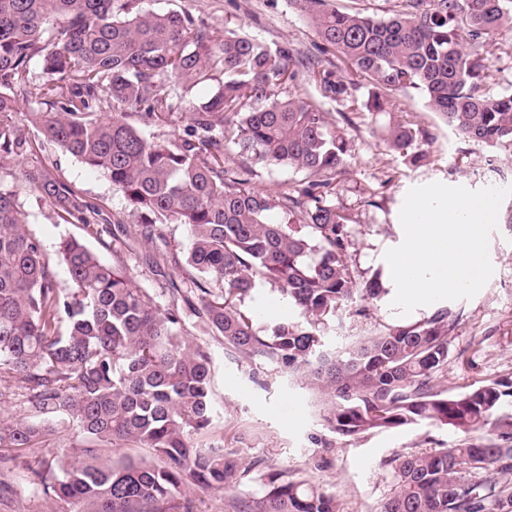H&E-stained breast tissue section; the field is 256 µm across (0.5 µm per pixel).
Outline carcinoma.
<instances>
[{
	"label": "carcinoma",
	"instance_id": "cac0c4a2",
	"mask_svg": "<svg viewBox=\"0 0 512 512\" xmlns=\"http://www.w3.org/2000/svg\"><path fill=\"white\" fill-rule=\"evenodd\" d=\"M295 2L318 37L312 51L273 52L227 26L221 37L191 14L136 12L134 0H0V397L19 389L26 405V416L0 424V461L75 424L77 446L30 468L59 512H194V493L248 477L224 437L193 442L213 425L212 360L189 339L193 318L226 349L303 373L330 404L323 420L339 436L423 422L465 434L451 448L391 457L381 512H512V375L462 390L448 381L462 311L441 307L337 350L326 345L339 309L385 289L349 269V217L332 201L349 152L339 121L350 117L287 91L303 79L352 112L390 113L413 89L462 138L511 148L512 94L490 93L482 71L493 35L512 31V0H393L387 18L333 0ZM34 62L44 81L32 126L106 174L136 217L106 225L112 241L150 242L161 224L186 225L184 259H150L166 305L76 237L58 246L71 283L60 287L20 190L41 194L68 224L97 225L104 206L29 162L34 141L15 115ZM219 74L183 131L142 134L139 125L171 127L186 111L166 84ZM363 81L370 89L360 101L353 91ZM421 134L393 119L388 142L405 154ZM266 165L302 172L303 182L264 194L251 176ZM275 209L283 221L270 220ZM262 282L278 286L302 320L261 333L245 301ZM125 445L151 449L157 462L103 452ZM258 480L243 512H337L336 498L308 479Z\"/></svg>",
	"mask_w": 512,
	"mask_h": 512
}]
</instances>
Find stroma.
<instances>
[{
  "label": "stroma",
  "instance_id": "stroma-1",
  "mask_svg": "<svg viewBox=\"0 0 512 512\" xmlns=\"http://www.w3.org/2000/svg\"><path fill=\"white\" fill-rule=\"evenodd\" d=\"M139 5L157 12H187L212 28L230 27L274 49L307 50L317 40L295 0H139ZM493 41L484 61V83L490 92L510 93L512 32L501 31ZM397 103L399 119L430 134L429 141L418 146L420 158L390 149L384 132L386 116L356 112L351 124L343 128L349 145L348 165L336 186L334 201L350 217L346 262L359 281L380 278L388 293L377 302L356 299L337 312L325 331L327 342L336 347L347 337L371 335L431 312L423 306L406 318L391 306L395 285L384 254L404 239L399 214L410 188L441 182L477 190L512 183V149L462 139L429 112L417 91L399 96ZM35 147L36 161L48 166L75 192L102 203L113 218L134 223L125 200L104 174L88 169L53 143L39 140ZM20 202L30 230L43 241L49 257H56L62 238L84 237L105 262L121 255L133 283L156 293L163 279L152 274L149 255L158 249L179 251L187 243L186 227L172 223L159 226L153 245L135 241L114 247L88 234L83 225L60 222L40 194L23 192ZM489 256L495 268L489 282L472 299L453 303L464 317L450 346L448 378L459 387L512 372V196L500 206ZM246 305L257 314L263 329L299 317L277 287L267 283L257 284ZM193 338L213 359L212 432L223 435L225 451L257 463L258 473L286 471L316 482L335 496L339 512H379L392 492L386 462L393 454L450 448L463 438L461 432L433 423L341 437L323 421L327 405L306 377L242 358L213 337L197 332ZM72 437L70 427H58L43 447L29 450L23 462L0 465V512H56L57 503L29 482L27 470L67 448ZM259 490V483L247 478L226 491L198 493L195 512H238L239 500L257 496Z\"/></svg>",
  "mask_w": 512,
  "mask_h": 512
}]
</instances>
